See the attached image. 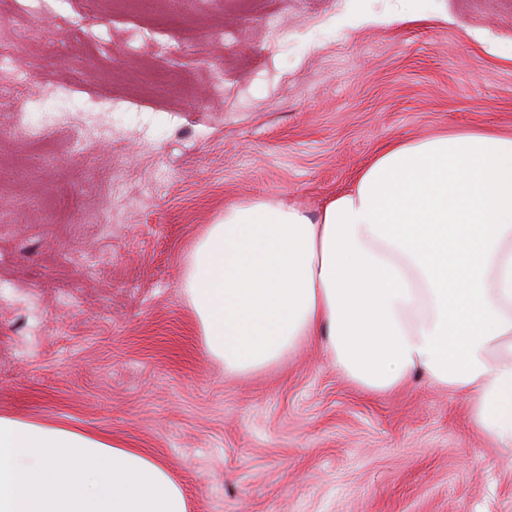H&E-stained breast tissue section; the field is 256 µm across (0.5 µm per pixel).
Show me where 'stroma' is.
<instances>
[{
    "instance_id": "stroma-1",
    "label": "stroma",
    "mask_w": 512,
    "mask_h": 512,
    "mask_svg": "<svg viewBox=\"0 0 512 512\" xmlns=\"http://www.w3.org/2000/svg\"><path fill=\"white\" fill-rule=\"evenodd\" d=\"M58 10L0 0V32L38 31L0 89V415L157 456L190 512H512V449L462 396L365 392L316 341L225 373L178 286L226 205L314 213L390 140L512 134V0H417L414 20L396 0Z\"/></svg>"
}]
</instances>
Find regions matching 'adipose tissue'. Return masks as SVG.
Here are the masks:
<instances>
[{"instance_id":"1","label":"adipose tissue","mask_w":512,"mask_h":512,"mask_svg":"<svg viewBox=\"0 0 512 512\" xmlns=\"http://www.w3.org/2000/svg\"><path fill=\"white\" fill-rule=\"evenodd\" d=\"M180 286L228 373L267 370L319 336L364 390L424 373L512 447V135L395 140L315 214L285 196L227 206ZM0 512L189 508L141 449L0 415Z\"/></svg>"}]
</instances>
